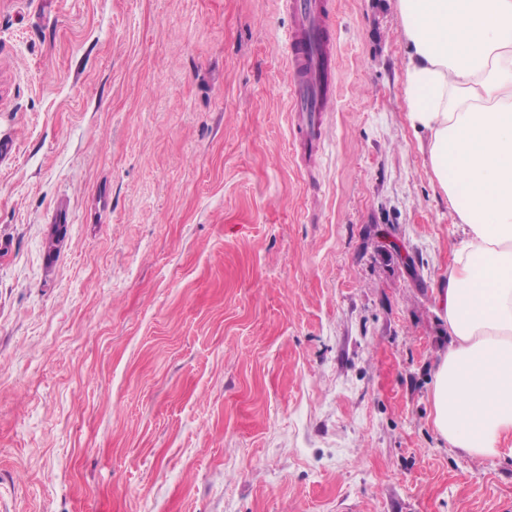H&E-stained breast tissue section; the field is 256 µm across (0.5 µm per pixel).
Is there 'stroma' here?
<instances>
[{
    "label": "stroma",
    "mask_w": 512,
    "mask_h": 512,
    "mask_svg": "<svg viewBox=\"0 0 512 512\" xmlns=\"http://www.w3.org/2000/svg\"><path fill=\"white\" fill-rule=\"evenodd\" d=\"M322 2L308 174L285 0H0V512H512V437L432 424L462 236L396 0ZM305 0H290L288 10L293 14L295 25L290 32L288 62L296 76L307 69L306 80L313 90L314 102L307 101L306 81H296L291 90L293 143L299 160L310 168L325 141V112L335 104L331 45L323 37L327 21L316 13L313 5L306 7ZM308 2V1H305ZM314 35L315 47L308 52L306 37Z\"/></svg>",
    "instance_id": "35a3bbf8"
}]
</instances>
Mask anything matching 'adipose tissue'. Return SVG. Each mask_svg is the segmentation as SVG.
Listing matches in <instances>:
<instances>
[{
    "label": "adipose tissue",
    "instance_id": "ef3b65f1",
    "mask_svg": "<svg viewBox=\"0 0 512 512\" xmlns=\"http://www.w3.org/2000/svg\"><path fill=\"white\" fill-rule=\"evenodd\" d=\"M407 121L463 241L434 299L450 339L432 423L498 456L512 434V0H397Z\"/></svg>",
    "mask_w": 512,
    "mask_h": 512
}]
</instances>
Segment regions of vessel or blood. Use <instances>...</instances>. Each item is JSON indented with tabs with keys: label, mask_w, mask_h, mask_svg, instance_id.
Wrapping results in <instances>:
<instances>
[{
	"label": "vessel or blood",
	"mask_w": 512,
	"mask_h": 512,
	"mask_svg": "<svg viewBox=\"0 0 512 512\" xmlns=\"http://www.w3.org/2000/svg\"><path fill=\"white\" fill-rule=\"evenodd\" d=\"M295 25L290 33L288 62L292 73L306 72L291 90L293 143L299 160L312 165L325 141L324 118L335 103L331 45L327 21L303 0H289Z\"/></svg>",
	"instance_id": "1"
}]
</instances>
